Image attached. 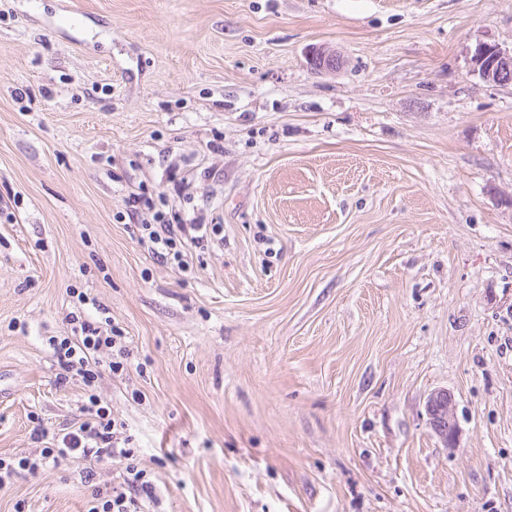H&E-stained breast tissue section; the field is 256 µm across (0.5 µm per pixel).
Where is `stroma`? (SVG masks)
<instances>
[{"instance_id": "1", "label": "stroma", "mask_w": 512, "mask_h": 512, "mask_svg": "<svg viewBox=\"0 0 512 512\" xmlns=\"http://www.w3.org/2000/svg\"><path fill=\"white\" fill-rule=\"evenodd\" d=\"M485 43L512 51V0H0V454L81 416L48 345L76 288L132 351L98 393L160 512H512V84L474 72ZM141 186L223 226L191 273L139 244ZM79 470L21 473L0 512H84ZM454 407V397L445 389L430 393L425 403L430 429L447 447L455 446L458 433Z\"/></svg>"}]
</instances>
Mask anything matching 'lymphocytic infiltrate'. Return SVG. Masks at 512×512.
Wrapping results in <instances>:
<instances>
[{
    "label": "lymphocytic infiltrate",
    "mask_w": 512,
    "mask_h": 512,
    "mask_svg": "<svg viewBox=\"0 0 512 512\" xmlns=\"http://www.w3.org/2000/svg\"><path fill=\"white\" fill-rule=\"evenodd\" d=\"M127 215L137 223L139 241L154 258L171 262L188 270L187 258L193 250L204 248L215 240L220 227L204 223L200 217H186L180 210L169 207L165 197H152L145 191L130 192ZM71 335L50 337L49 345L60 365L58 384L79 381L87 400L81 407L83 418L66 432L37 423L36 439L44 446L34 456L0 455V488H5L17 473L37 472L47 461L75 459L81 463L80 482L90 488L87 512H150L158 504L155 486L137 462L130 437L118 427L112 409L96 393L103 373L123 375L129 351L122 329L111 318L90 321L71 316ZM117 351L118 359L102 361L104 351ZM117 468V482L103 486L98 473L103 467Z\"/></svg>",
    "instance_id": "1"
}]
</instances>
